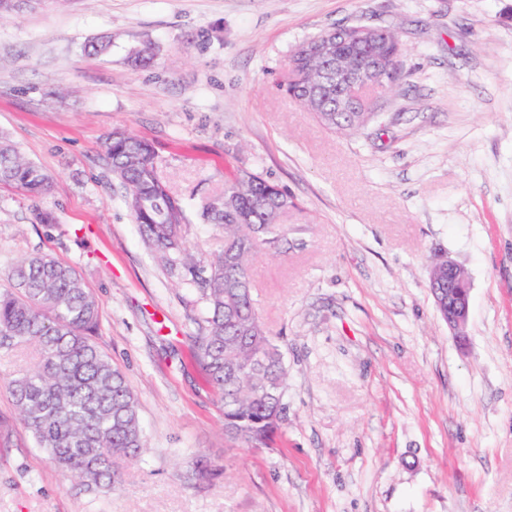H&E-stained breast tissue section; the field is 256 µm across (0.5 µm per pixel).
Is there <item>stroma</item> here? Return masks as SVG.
<instances>
[{"label": "stroma", "instance_id": "stroma-1", "mask_svg": "<svg viewBox=\"0 0 512 512\" xmlns=\"http://www.w3.org/2000/svg\"><path fill=\"white\" fill-rule=\"evenodd\" d=\"M342 24L404 46L364 135L285 91L291 47ZM124 130L189 213L243 169L294 199L252 273L288 366L277 447L224 436L189 355L206 304L104 159ZM0 133L52 177L38 199L0 186V284L38 253L76 268L147 446L84 491L20 422L29 358L1 351L0 512H512V0H41L0 18ZM441 255L471 283L463 347L428 288Z\"/></svg>", "mask_w": 512, "mask_h": 512}]
</instances>
